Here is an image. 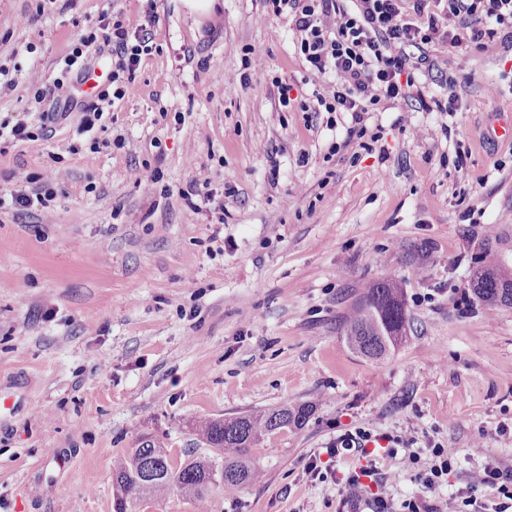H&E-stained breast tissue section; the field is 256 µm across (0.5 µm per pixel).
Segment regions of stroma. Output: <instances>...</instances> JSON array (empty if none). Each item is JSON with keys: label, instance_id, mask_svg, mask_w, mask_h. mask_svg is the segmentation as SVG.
<instances>
[{"label": "stroma", "instance_id": "obj_1", "mask_svg": "<svg viewBox=\"0 0 512 512\" xmlns=\"http://www.w3.org/2000/svg\"><path fill=\"white\" fill-rule=\"evenodd\" d=\"M105 14L150 31L135 72L102 41L67 70ZM430 53L417 83L455 112L382 100L356 123L272 0H0L19 80L0 125L49 115L36 140L0 137V512H115L112 460L140 436L180 463L212 453L198 418L307 402L252 448L262 480L213 484L210 512H357L337 484L358 455L328 450L359 428L414 442L377 459L389 512H459L474 471L512 467V306L470 287L477 265L512 273V50ZM85 72L72 103H35ZM58 169L47 210L10 202ZM390 276L410 327L368 359L342 320ZM436 445L460 455L427 494Z\"/></svg>", "mask_w": 512, "mask_h": 512}]
</instances>
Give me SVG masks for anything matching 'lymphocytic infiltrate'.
Wrapping results in <instances>:
<instances>
[{
	"label": "lymphocytic infiltrate",
	"mask_w": 512,
	"mask_h": 512,
	"mask_svg": "<svg viewBox=\"0 0 512 512\" xmlns=\"http://www.w3.org/2000/svg\"><path fill=\"white\" fill-rule=\"evenodd\" d=\"M293 14L306 61L332 74L331 95L339 109L361 115L369 102L423 101L409 72L435 67L426 45L456 49L512 46V31L494 22L512 17V0H278ZM418 48L411 58L409 48ZM470 512H512V469L485 465L462 494Z\"/></svg>",
	"instance_id": "obj_1"
}]
</instances>
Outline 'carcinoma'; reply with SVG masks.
Instances as JSON below:
<instances>
[{
	"label": "carcinoma",
	"mask_w": 512,
	"mask_h": 512,
	"mask_svg": "<svg viewBox=\"0 0 512 512\" xmlns=\"http://www.w3.org/2000/svg\"><path fill=\"white\" fill-rule=\"evenodd\" d=\"M473 294L487 307L512 306V281L506 278L491 282L473 289ZM406 325L403 283L394 278L365 285L359 300L344 318L348 345L369 359L388 354L405 337ZM312 413L313 405L304 403L255 415L198 421L194 431L222 459L217 471L211 458L192 455L175 468L162 442L151 436L140 438L135 448L113 464L115 512H126L130 500L159 497L174 488L199 502L200 512H208L209 491L216 480L227 486L258 480L261 469L250 460V449L266 435L302 428Z\"/></svg>",
	"instance_id": "obj_1"
}]
</instances>
